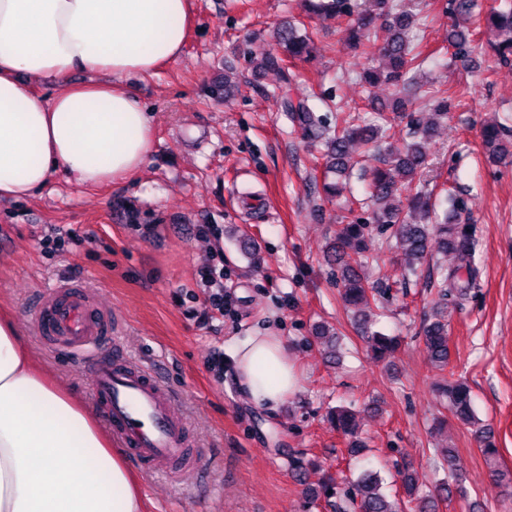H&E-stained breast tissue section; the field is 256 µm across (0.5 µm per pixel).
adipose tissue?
Masks as SVG:
<instances>
[{
	"instance_id": "ef3b65f1",
	"label": "adipose tissue",
	"mask_w": 512,
	"mask_h": 512,
	"mask_svg": "<svg viewBox=\"0 0 512 512\" xmlns=\"http://www.w3.org/2000/svg\"><path fill=\"white\" fill-rule=\"evenodd\" d=\"M190 0H0V200L59 174L99 186L136 174L154 124L128 85L182 52ZM57 85L34 93L22 76ZM237 383L276 411L298 380L282 336L246 337ZM0 512H142L124 453L37 364L0 313Z\"/></svg>"
}]
</instances>
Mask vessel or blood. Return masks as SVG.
Returning a JSON list of instances; mask_svg holds the SVG:
<instances>
[{
	"label": "vessel or blood",
	"mask_w": 512,
	"mask_h": 512,
	"mask_svg": "<svg viewBox=\"0 0 512 512\" xmlns=\"http://www.w3.org/2000/svg\"><path fill=\"white\" fill-rule=\"evenodd\" d=\"M33 315L40 336L83 362L94 402L139 463L164 472L189 465V428L174 394L112 348V316L96 307L84 284L42 291Z\"/></svg>",
	"instance_id": "obj_1"
}]
</instances>
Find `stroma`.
<instances>
[{"label":"stroma","instance_id":"obj_1","mask_svg":"<svg viewBox=\"0 0 512 512\" xmlns=\"http://www.w3.org/2000/svg\"><path fill=\"white\" fill-rule=\"evenodd\" d=\"M191 5L183 54L131 80L155 127L144 167L91 188L61 175L30 198L0 201V306L58 385L91 409L82 366L40 337L31 316L39 291L81 281L111 312L113 339L176 393L199 465L179 475L139 472L147 512H336L330 500H312L309 487L329 480L347 488L366 467L396 496L401 472L412 470L425 494L447 476L432 458L443 445L459 457L467 496L440 503L438 512H512V165L491 164L480 147L484 121L512 126V67L490 54L473 69L449 67L446 0H409L412 12L427 15L424 42L438 53L423 81L467 90L464 108L440 121L426 152L434 182L467 190L472 202L479 292L448 311V370L470 386L477 418L495 435L492 466L473 426L453 417L444 429L433 424L440 410L433 388L446 370L431 362L424 342L436 296L427 270L411 273L395 239L374 229L366 273L390 291L374 328L399 341L378 361L325 261L346 199L364 193L373 155L340 196L326 200L312 182L320 148L282 112L279 76L255 63L272 49L274 28L292 19L313 34L315 57L299 65L300 90L327 124L339 111L369 113L400 95L407 116H421L419 90L357 82L355 72L369 63L363 49L350 46L336 21L307 14L304 0ZM53 225L87 240L49 248L43 237ZM210 265L224 270L220 311L200 282ZM319 325L339 332L340 361L315 338ZM266 330L285 336L299 377L272 415L239 392L233 359L237 340ZM337 406L361 412L362 458L346 456L328 419ZM495 466L507 475L499 484L490 480Z\"/></svg>","mask_w":512,"mask_h":512}]
</instances>
